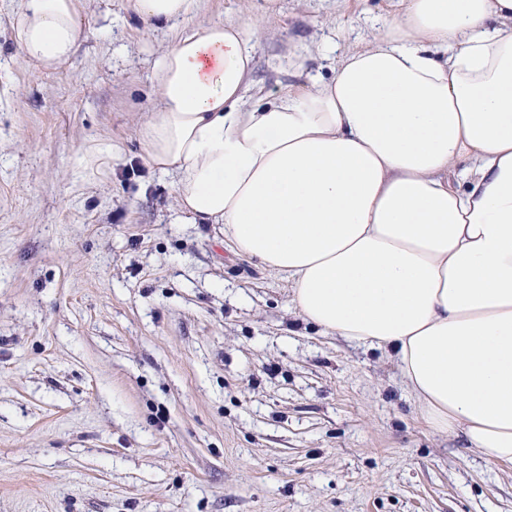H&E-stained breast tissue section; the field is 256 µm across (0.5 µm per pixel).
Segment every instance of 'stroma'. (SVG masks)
I'll use <instances>...</instances> for the list:
<instances>
[{
    "mask_svg": "<svg viewBox=\"0 0 512 512\" xmlns=\"http://www.w3.org/2000/svg\"><path fill=\"white\" fill-rule=\"evenodd\" d=\"M177 26L88 0L77 53L30 64L0 0V512H512V465L428 428L384 350L303 322L288 281L182 224L139 155ZM397 0H278L255 91L333 76ZM112 143L108 176L77 165Z\"/></svg>",
    "mask_w": 512,
    "mask_h": 512,
    "instance_id": "stroma-1",
    "label": "stroma"
}]
</instances>
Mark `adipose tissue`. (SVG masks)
Here are the masks:
<instances>
[{
    "mask_svg": "<svg viewBox=\"0 0 512 512\" xmlns=\"http://www.w3.org/2000/svg\"><path fill=\"white\" fill-rule=\"evenodd\" d=\"M84 2L25 0L28 62L71 59ZM130 2L157 25L198 5ZM276 3L159 56L142 159L185 223L288 280L304 322L392 351L429 428L512 465V0H400L332 78L249 103L246 30Z\"/></svg>",
    "mask_w": 512,
    "mask_h": 512,
    "instance_id": "adipose-tissue-1",
    "label": "adipose tissue"
}]
</instances>
